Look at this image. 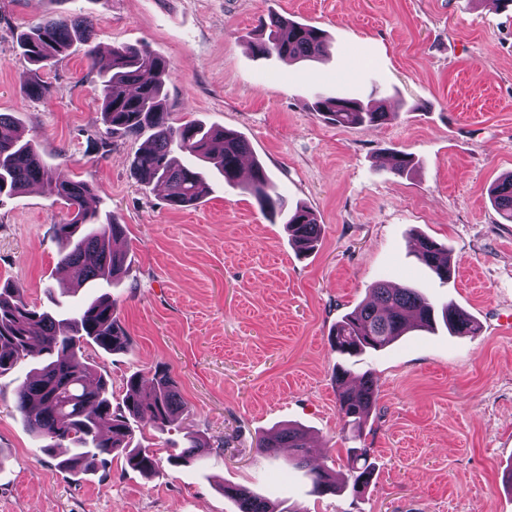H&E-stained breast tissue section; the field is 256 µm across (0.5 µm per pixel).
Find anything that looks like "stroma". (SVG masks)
<instances>
[{"instance_id":"1","label":"stroma","mask_w":512,"mask_h":512,"mask_svg":"<svg viewBox=\"0 0 512 512\" xmlns=\"http://www.w3.org/2000/svg\"><path fill=\"white\" fill-rule=\"evenodd\" d=\"M52 11L84 13L100 52L144 44L169 63L176 121L242 134L289 205L316 214V251L298 254L241 188L214 181L193 206L170 208L130 162L143 138L109 134L82 44L56 69L46 100L27 97L32 68L18 35ZM324 30L327 56L288 62L252 55L261 18ZM374 100L392 112L373 129L343 128L314 94ZM0 113L35 138L68 178L89 181L126 232L127 271L112 290L127 351L91 348L121 403L132 374L165 366L187 407L165 430L136 437L160 460L154 476L111 456L71 476L46 456L15 409L18 383L0 376V512H238L227 484L278 512H512V223L488 190L512 172V9L492 0H0ZM106 149H98V141ZM395 150L415 170L395 175ZM67 210L32 186L0 200V284L50 308L66 280L55 226ZM450 251L440 280L413 252L414 235ZM414 287L468 311L480 329L413 332L349 360L379 391L363 441L375 472L359 494L317 497L290 449L256 453L272 428L307 429L311 463L348 477L336 403L331 327L376 280ZM224 444L202 465L171 466L186 432Z\"/></svg>"}]
</instances>
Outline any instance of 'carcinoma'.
Listing matches in <instances>:
<instances>
[{"mask_svg":"<svg viewBox=\"0 0 512 512\" xmlns=\"http://www.w3.org/2000/svg\"><path fill=\"white\" fill-rule=\"evenodd\" d=\"M260 33L252 51L262 57L311 61L326 53L325 33L279 15L260 20ZM93 25L87 15L51 14L18 36L21 53L37 69L22 76L26 94L47 99L53 89L38 71L54 68L75 41L82 42L100 90L103 123L112 133L139 137L148 135L147 146L132 159L133 174L144 185L166 188L167 205L177 209L192 206L210 192L209 175L216 170L229 185H239L253 196L264 215L283 218L291 242L301 253L316 249L321 225L306 207L287 210L263 164L252 161L247 181L240 180L243 157L251 152L248 140L231 130L187 121H170L166 81L167 61L158 54L134 45H121L107 56L92 46ZM312 111L331 123L345 127L370 128L386 123L395 113L385 112L357 99H315ZM414 168L411 154H391V170L403 175ZM40 184L54 201L68 209L69 218L56 227L60 263L71 273L70 281L49 293L67 297L82 288H110L126 270V253L114 248L124 234V225L112 214L86 206L93 188L86 181L65 177L42 159L36 142L17 134L0 135V197L20 193ZM492 205L501 218L512 222V173L489 190ZM415 252L441 280L450 276L448 249L427 237H418ZM370 297L344 314L333 326L330 341L341 355L356 356L367 350L383 349L415 330H428L442 314L448 331L456 336L475 333V321L466 311L448 304L441 308L417 288H393L378 280L369 288ZM56 311H39L20 296L18 289L0 287V376L30 369L18 387L17 411L45 454L54 456L62 448L71 454L58 462L69 471H86L103 466L114 452L124 455L126 465L142 474L157 469L152 450L133 444L134 423L145 414L164 426L183 413L184 403L176 382L164 371L152 378L134 374L127 379L126 396L112 407V383L105 370L93 368L85 354L92 345L108 352L128 347L129 336L114 315L108 293L81 300L76 305L57 303ZM349 369L336 366L338 414L342 432L357 438L376 405L378 389L364 375L358 386H347ZM260 453L275 455L280 448L294 449L288 463L307 469L312 493L323 496L338 490L336 476L324 467H308L309 442L304 431L285 427L271 431L257 442ZM352 490L368 486L375 467L369 449H346ZM211 454L197 435L186 436V446L169 461L189 464ZM224 496L237 501L239 512H277L270 502L237 486L224 487Z\"/></svg>","mask_w":512,"mask_h":512,"instance_id":"carcinoma-1","label":"carcinoma"}]
</instances>
